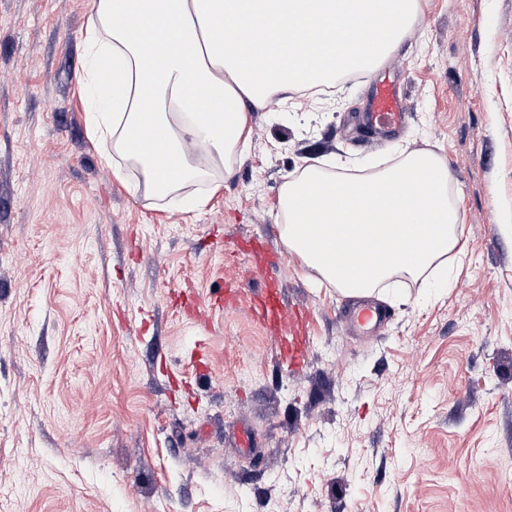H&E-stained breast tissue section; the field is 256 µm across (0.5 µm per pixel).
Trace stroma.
I'll use <instances>...</instances> for the list:
<instances>
[{
    "mask_svg": "<svg viewBox=\"0 0 512 512\" xmlns=\"http://www.w3.org/2000/svg\"><path fill=\"white\" fill-rule=\"evenodd\" d=\"M90 0H0V512H512V0H426L377 70L250 109L248 147L197 211L135 197L101 164L80 95ZM399 74L396 141L353 131ZM441 156L463 257L402 277L349 335L347 296L284 251L280 187L306 159ZM280 251L309 311L289 371L251 316V262ZM237 302L210 329L170 290ZM203 343L209 378L188 359Z\"/></svg>",
    "mask_w": 512,
    "mask_h": 512,
    "instance_id": "1",
    "label": "stroma"
}]
</instances>
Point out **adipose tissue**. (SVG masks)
Masks as SVG:
<instances>
[{"label": "adipose tissue", "mask_w": 512, "mask_h": 512, "mask_svg": "<svg viewBox=\"0 0 512 512\" xmlns=\"http://www.w3.org/2000/svg\"><path fill=\"white\" fill-rule=\"evenodd\" d=\"M421 0H91L82 86L90 134L133 192L196 209L206 156L232 175L246 109L374 70ZM306 162L281 185L280 237L320 281L350 297L418 277L458 246L443 158L400 150L367 173Z\"/></svg>", "instance_id": "1"}]
</instances>
